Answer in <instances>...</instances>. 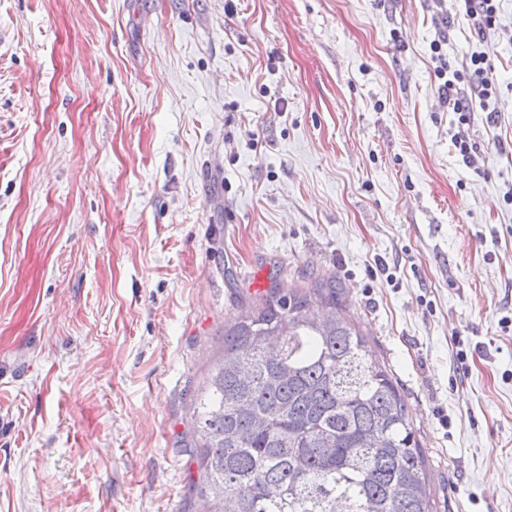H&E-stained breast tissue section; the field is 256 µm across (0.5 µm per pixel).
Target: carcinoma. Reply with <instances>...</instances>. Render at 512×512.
Segmentation results:
<instances>
[{
  "label": "carcinoma",
  "instance_id": "cac0c4a2",
  "mask_svg": "<svg viewBox=\"0 0 512 512\" xmlns=\"http://www.w3.org/2000/svg\"><path fill=\"white\" fill-rule=\"evenodd\" d=\"M367 346L334 279L274 289L224 332L194 411L204 512H436L405 399Z\"/></svg>",
  "mask_w": 512,
  "mask_h": 512
}]
</instances>
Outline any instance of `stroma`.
Listing matches in <instances>:
<instances>
[{"mask_svg": "<svg viewBox=\"0 0 512 512\" xmlns=\"http://www.w3.org/2000/svg\"><path fill=\"white\" fill-rule=\"evenodd\" d=\"M455 11L0 0V512H200L224 332L313 277L436 512H512V0L481 37ZM435 41L485 55L495 121L442 102Z\"/></svg>", "mask_w": 512, "mask_h": 512, "instance_id": "stroma-1", "label": "stroma"}]
</instances>
